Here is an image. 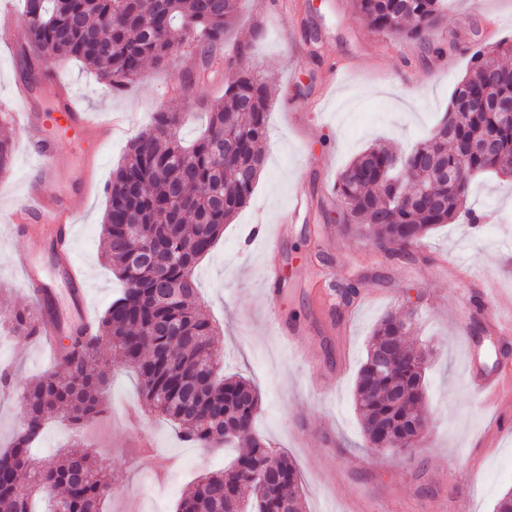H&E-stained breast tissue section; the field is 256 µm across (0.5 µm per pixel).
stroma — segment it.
Here are the masks:
<instances>
[{"label":"stroma","mask_w":512,"mask_h":512,"mask_svg":"<svg viewBox=\"0 0 512 512\" xmlns=\"http://www.w3.org/2000/svg\"><path fill=\"white\" fill-rule=\"evenodd\" d=\"M504 38H512V0H452L446 17L420 42L371 28L354 0H240L234 27L215 51L218 69L203 70L187 47L166 65H146L137 82L114 91L81 62L54 66L60 90L75 91L80 108L127 121L125 131L99 150L93 191L72 194L85 149L66 140L61 149L67 163L46 188L75 215L74 256L96 321L121 288L102 257L101 224L105 189L130 141L163 109L188 113L182 134L192 137L203 121L202 101L223 97L239 61L270 86L265 168L247 206L225 224L196 276L198 300L220 331L224 372L244 376L257 389L255 432L295 463L304 485L303 512H458L462 500L469 512H493L512 490V378L497 399L483 403L472 399L467 384L470 372L494 373L501 360L489 309L498 296H512V177L475 178L467 205L482 214V222L437 226L406 263L387 261L367 239L343 234L336 197L340 172L366 147L382 143L404 154L430 135L472 54ZM23 67L15 47L0 46V128L15 137L14 111L24 105L41 118L56 102L57 92L38 86L20 103L15 86L23 81ZM36 165L16 138L11 169L0 180V310L32 306L17 265L33 252L56 278L54 306L65 314L71 308L68 285L54 255L9 224ZM298 185L310 207L280 243L278 259L287 273L282 313L312 328L317 368L292 360L264 322L265 237L287 213ZM449 254L465 260L470 279L449 278L442 267ZM353 282L364 300L353 305L348 333L320 328V293ZM392 311L414 313L407 343L426 354L422 412L428 429L409 457L370 449L355 402L368 341ZM111 361V404L80 428L50 416L35 457L96 452L112 484L104 512H176L187 486L223 470L235 451L184 441L170 422L143 412L134 372L119 356ZM2 369L16 393L61 366L34 338L0 331ZM15 393L0 396V449L20 422ZM130 407L140 409L138 421L128 419ZM147 437L155 443L149 452L140 446Z\"/></svg>","instance_id":"1"}]
</instances>
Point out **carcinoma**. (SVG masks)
I'll return each instance as SVG.
<instances>
[{
    "instance_id": "1",
    "label": "carcinoma",
    "mask_w": 512,
    "mask_h": 512,
    "mask_svg": "<svg viewBox=\"0 0 512 512\" xmlns=\"http://www.w3.org/2000/svg\"><path fill=\"white\" fill-rule=\"evenodd\" d=\"M237 0H23L21 55L28 66L38 49L58 60L94 68L105 85L125 87L151 61L163 65L182 46L193 47L204 69L236 18ZM447 0H356L363 19L393 36L422 39L444 14ZM512 41L478 52L456 85L448 115L410 153L397 159L372 146L341 173L336 195L347 234L366 237L391 261L407 259L437 224L480 215L465 207L471 177L505 174L512 163V122L497 112L471 110L466 96L512 99ZM271 91L261 76L242 68L224 85V101L201 102L207 124L195 139L179 135L181 112L161 111L129 147L107 187L101 227L103 257L124 288L63 373L24 388L23 417L11 446L0 450V512H35L34 498L55 497L67 512H103L112 485L94 454L39 464L33 449L48 416L81 427L102 412L111 365L89 364L109 349L139 378L145 409L171 419L182 438L203 447L231 442L232 467L202 476L176 512H299L302 481L284 453L252 434L260 407L246 379L218 371L219 332L196 303L194 267L224 232V224L250 200L266 164ZM495 135L489 154L460 153L451 141ZM12 163V141L0 135V175ZM447 169L455 177L429 183ZM168 287H155L156 267ZM11 332L36 335V316L15 309L4 316ZM412 316L390 313L376 326L357 378V409L370 447L397 451L421 440L415 420L425 397L424 366L407 345ZM388 354L386 368L377 366Z\"/></svg>"
}]
</instances>
